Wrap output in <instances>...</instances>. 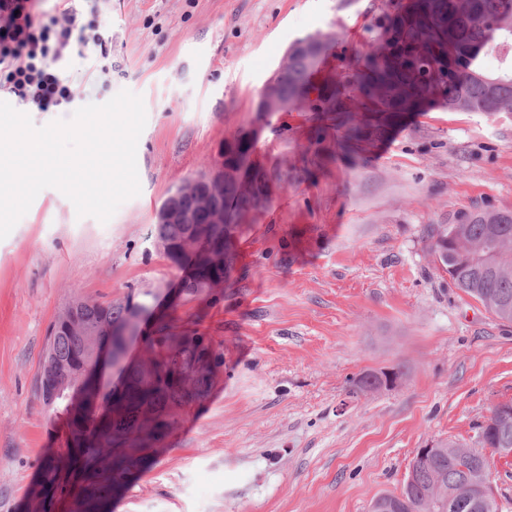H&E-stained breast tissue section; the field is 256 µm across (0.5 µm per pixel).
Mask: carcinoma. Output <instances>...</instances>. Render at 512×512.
<instances>
[{
  "label": "carcinoma",
  "instance_id": "obj_1",
  "mask_svg": "<svg viewBox=\"0 0 512 512\" xmlns=\"http://www.w3.org/2000/svg\"><path fill=\"white\" fill-rule=\"evenodd\" d=\"M331 35L299 39L288 49L273 83L265 88L262 114L294 101L305 102L320 128L337 134L347 150L365 151L417 112L443 104L455 112L495 115L512 112V68L483 71L482 57L512 54V0H400L375 47L357 57L347 74L314 81L315 65ZM224 158V222L158 224L163 254L182 272L181 291L189 296L213 294L211 283L228 281L234 271L235 240L243 219L267 207L268 173L250 163L236 175V159L255 152L245 131ZM194 237L218 251L212 266L204 254L184 249ZM426 241L440 268L454 285L496 318L512 322V210H475L453 224H431ZM153 322L150 334L137 323L135 336L122 331L133 310ZM200 318L153 315L152 306L135 302H99L74 298L50 327L39 376L43 405L53 425L64 428L63 454L44 467L32 512H55L70 491V512H103L105 502L127 488L135 472L162 447L178 420L206 399L215 370L224 363V342L200 332ZM141 340L145 357L127 360L130 343ZM112 356L119 378L104 392L99 359ZM375 372L351 379L352 393L373 389ZM439 456L413 465L414 482L403 487L409 512H500L493 493L478 499L463 494L467 485L489 479V448H512V422L489 416L479 426L477 447L462 450L448 441Z\"/></svg>",
  "mask_w": 512,
  "mask_h": 512
}]
</instances>
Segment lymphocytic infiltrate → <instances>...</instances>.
<instances>
[{
  "instance_id": "1",
  "label": "lymphocytic infiltrate",
  "mask_w": 512,
  "mask_h": 512,
  "mask_svg": "<svg viewBox=\"0 0 512 512\" xmlns=\"http://www.w3.org/2000/svg\"><path fill=\"white\" fill-rule=\"evenodd\" d=\"M29 0H0V93L22 105L46 112L67 106L77 97L55 71L70 43L81 51L105 55L101 35L77 33L76 12L61 0L54 15L32 10Z\"/></svg>"
}]
</instances>
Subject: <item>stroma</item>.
<instances>
[{"label": "stroma", "instance_id": "stroma-1", "mask_svg": "<svg viewBox=\"0 0 512 512\" xmlns=\"http://www.w3.org/2000/svg\"><path fill=\"white\" fill-rule=\"evenodd\" d=\"M397 0H111L97 23L108 73L87 78L77 47L58 62L79 105L142 96L138 196L108 222L42 190L0 240V512H25L62 450L36 391L51 323L76 296L143 300L200 314L224 344L207 399L171 430L110 512H369L400 492L415 451L474 446L512 401V323L456 288L422 230L476 208L512 210V112L440 106L371 152L314 156L308 113L269 115L255 148L273 202L236 241L218 300L179 298L155 243L156 212L200 175L225 137L252 127L289 46L335 34L345 72ZM403 366L397 387L355 396L349 378Z\"/></svg>", "mask_w": 512, "mask_h": 512}]
</instances>
